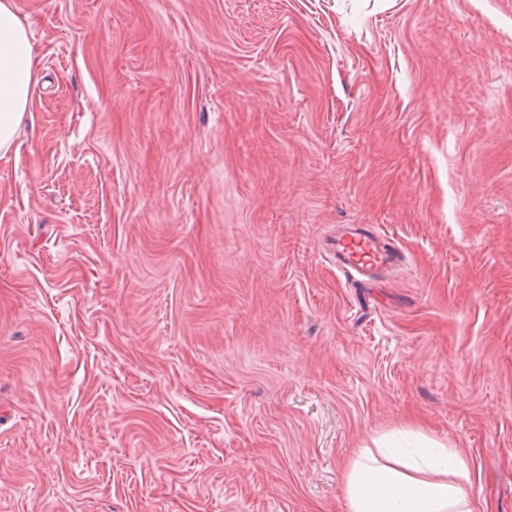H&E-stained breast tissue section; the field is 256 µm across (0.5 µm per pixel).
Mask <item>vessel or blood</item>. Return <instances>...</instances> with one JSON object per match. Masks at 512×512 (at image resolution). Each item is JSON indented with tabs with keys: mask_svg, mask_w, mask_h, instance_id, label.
<instances>
[{
	"mask_svg": "<svg viewBox=\"0 0 512 512\" xmlns=\"http://www.w3.org/2000/svg\"><path fill=\"white\" fill-rule=\"evenodd\" d=\"M325 254L346 276L371 280L384 272L399 270L403 250L369 224H340L326 241Z\"/></svg>",
	"mask_w": 512,
	"mask_h": 512,
	"instance_id": "b4317fda",
	"label": "vessel or blood"
}]
</instances>
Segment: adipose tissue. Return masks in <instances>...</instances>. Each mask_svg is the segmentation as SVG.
<instances>
[{"label": "adipose tissue", "mask_w": 512, "mask_h": 512, "mask_svg": "<svg viewBox=\"0 0 512 512\" xmlns=\"http://www.w3.org/2000/svg\"><path fill=\"white\" fill-rule=\"evenodd\" d=\"M28 29L12 0H0V152L11 149L37 78ZM456 451L420 434L412 448L384 433L357 449L343 476L345 512H483L468 494Z\"/></svg>", "instance_id": "ef3b65f1"}]
</instances>
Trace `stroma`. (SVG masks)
Here are the masks:
<instances>
[{
  "instance_id": "stroma-1",
  "label": "stroma",
  "mask_w": 512,
  "mask_h": 512,
  "mask_svg": "<svg viewBox=\"0 0 512 512\" xmlns=\"http://www.w3.org/2000/svg\"><path fill=\"white\" fill-rule=\"evenodd\" d=\"M13 2L0 512H345L392 429L512 512V0ZM37 60L28 29L12 0L0 1V152L12 147L28 112L37 78ZM324 253L347 277L372 280L383 272L399 270L406 260L403 250L371 224H339L326 241Z\"/></svg>"
}]
</instances>
